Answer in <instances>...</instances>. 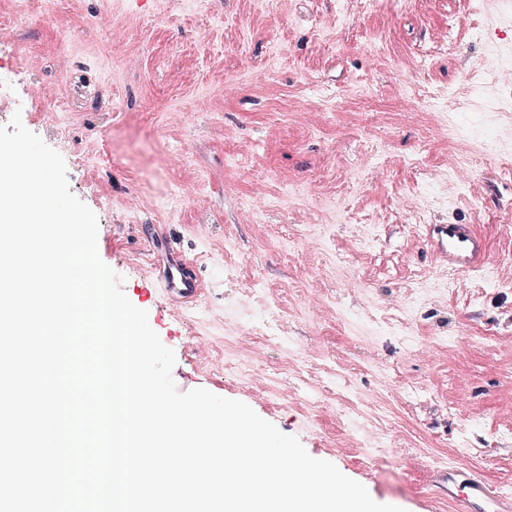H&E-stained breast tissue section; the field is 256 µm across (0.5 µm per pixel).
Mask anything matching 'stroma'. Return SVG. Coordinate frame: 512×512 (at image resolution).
I'll return each instance as SVG.
<instances>
[{
    "label": "stroma",
    "mask_w": 512,
    "mask_h": 512,
    "mask_svg": "<svg viewBox=\"0 0 512 512\" xmlns=\"http://www.w3.org/2000/svg\"><path fill=\"white\" fill-rule=\"evenodd\" d=\"M0 30V84L29 98L0 126L43 138L40 106H62L70 190L175 384L245 402L404 512L451 464L512 492L505 0H52L23 24L0 0ZM416 213L476 225L487 263L436 266ZM176 254L202 293L175 314Z\"/></svg>",
    "instance_id": "1"
}]
</instances>
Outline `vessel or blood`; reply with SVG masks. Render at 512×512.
Listing matches in <instances>:
<instances>
[{"instance_id": "vessel-or-blood-1", "label": "vessel or blood", "mask_w": 512, "mask_h": 512, "mask_svg": "<svg viewBox=\"0 0 512 512\" xmlns=\"http://www.w3.org/2000/svg\"><path fill=\"white\" fill-rule=\"evenodd\" d=\"M435 260L451 272L482 268L487 259L486 237L473 224H431L425 235ZM164 288L173 298L190 301L201 292L197 277L185 262L173 261L164 276ZM436 487L451 512H512V495L482 476L457 466L437 474Z\"/></svg>"}]
</instances>
